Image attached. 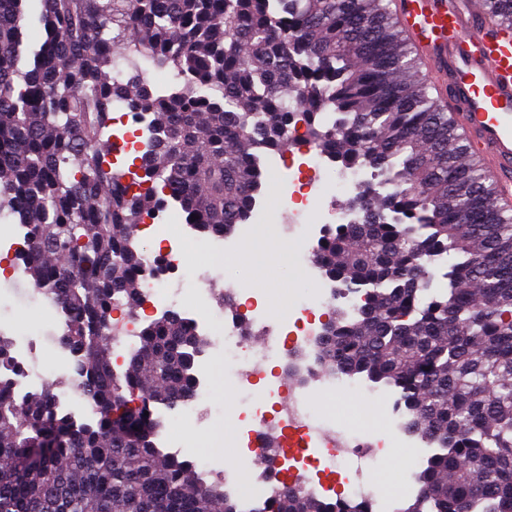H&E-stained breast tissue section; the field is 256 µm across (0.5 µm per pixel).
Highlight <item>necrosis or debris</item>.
<instances>
[{"label":"necrosis or debris","mask_w":512,"mask_h":512,"mask_svg":"<svg viewBox=\"0 0 512 512\" xmlns=\"http://www.w3.org/2000/svg\"><path fill=\"white\" fill-rule=\"evenodd\" d=\"M304 160L288 175L290 195L285 208L293 214L314 211L322 214V222H299L284 225L286 241L296 247L295 258L308 272V287L298 296L295 305L297 321L294 333H287L285 325L262 324L263 342H255L241 331L237 322L230 320L231 311L241 306L236 287L224 291L210 288L205 274H197L202 305H195L182 297L180 283L172 275L183 266L184 244H192L210 252L233 249V242L221 236H203L177 212L165 211L134 228L135 237H143L150 227L173 224L178 228L176 240L166 241L158 251L143 254L141 279L145 316L157 313H175L186 320L197 335L208 337L213 347L222 349L224 371L243 385L245 399L251 400L250 409L243 412L241 422L246 430L248 448H265L277 444L278 462L263 468L250 477H242L240 470H223L224 490L237 497L243 512H255L268 497L288 486L305 488L304 476L287 480L283 474V462L316 446L325 458L327 470L339 484L348 486L352 496L362 494V488L370 472L388 449L420 448L424 442L408 432L398 412H391L386 420L382 436L373 437L364 432L337 426L335 420L316 416L311 408L314 395L326 393L346 395L355 393L369 401H380L384 392L377 387L341 374H324L319 370V349L316 341L323 333L322 311L342 297L343 290L326 279L314 262L308 248L310 242L319 239L325 231L338 224H355L359 213L347 211L343 197L355 194L359 178L336 169L327 153L306 147ZM336 179V192L327 195L319 192L318 185L325 177ZM108 335L112 341L111 366L120 371L125 366L138 342V320L129 318L123 311L122 302H115L107 314ZM276 364L281 376L289 378L285 400L273 406H264L254 386L255 381L265 379L268 364Z\"/></svg>","instance_id":"1"}]
</instances>
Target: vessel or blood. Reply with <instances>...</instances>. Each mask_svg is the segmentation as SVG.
<instances>
[{
    "instance_id": "b4317fda",
    "label": "vessel or blood",
    "mask_w": 512,
    "mask_h": 512,
    "mask_svg": "<svg viewBox=\"0 0 512 512\" xmlns=\"http://www.w3.org/2000/svg\"><path fill=\"white\" fill-rule=\"evenodd\" d=\"M482 0H397L396 21L429 63L465 160L512 188V32L489 37Z\"/></svg>"
}]
</instances>
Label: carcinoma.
<instances>
[{
    "label": "carcinoma",
    "mask_w": 512,
    "mask_h": 512,
    "mask_svg": "<svg viewBox=\"0 0 512 512\" xmlns=\"http://www.w3.org/2000/svg\"><path fill=\"white\" fill-rule=\"evenodd\" d=\"M485 6L512 25V0ZM32 9L46 39L29 69ZM146 60L173 68L179 88L148 89ZM430 89L390 0H0V217L29 227L25 274L63 309L95 413L77 423L50 385L17 400L21 368L0 334V512H240L223 481L156 447V405L192 395L202 338L177 316L152 319L119 374L106 315L116 290L128 316L142 306L134 225L172 201L199 233H232L263 194L264 157L300 121L364 175L345 202L361 223L336 225L314 251L360 297L325 323L323 365L391 388L408 431L436 447L401 512H512V214L451 146ZM117 103L154 115L143 190L113 167ZM260 512L371 506L290 489Z\"/></svg>",
    "instance_id": "1"
}]
</instances>
